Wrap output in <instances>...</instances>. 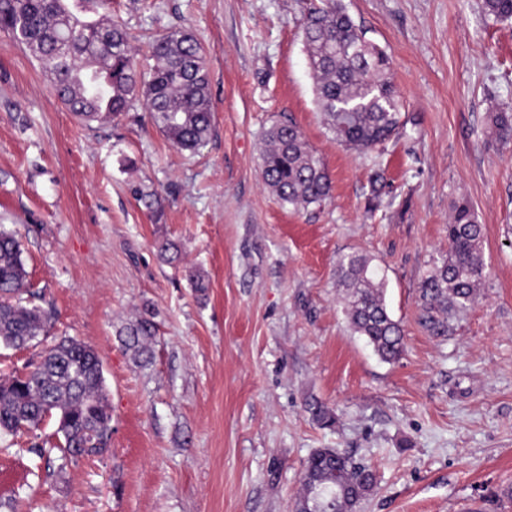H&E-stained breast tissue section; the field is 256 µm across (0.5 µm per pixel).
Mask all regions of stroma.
<instances>
[{
    "label": "stroma",
    "instance_id": "35a3bbf8",
    "mask_svg": "<svg viewBox=\"0 0 512 512\" xmlns=\"http://www.w3.org/2000/svg\"><path fill=\"white\" fill-rule=\"evenodd\" d=\"M482 2L342 0L388 54L401 103L399 135L370 153L337 142L316 105L298 29L312 0H68L88 20L121 17L144 72L157 37L192 29L212 110L196 153L140 102L80 123L0 30V229L18 232L33 301L52 312L44 345L94 346L112 412L108 451L60 475L30 435L0 433V512L27 497L35 512H293L318 448L374 467L359 512H512V146L490 130L512 108V22ZM288 120L332 180L330 199L300 210L261 176L266 132ZM136 187L160 193L159 214ZM463 201L485 276L436 339L418 323L419 285ZM166 240L180 262L159 257ZM353 252L372 257L403 326L397 362L348 325L335 266ZM147 311L158 331L138 365L119 331ZM313 397L334 427L311 422Z\"/></svg>",
    "mask_w": 512,
    "mask_h": 512
}]
</instances>
